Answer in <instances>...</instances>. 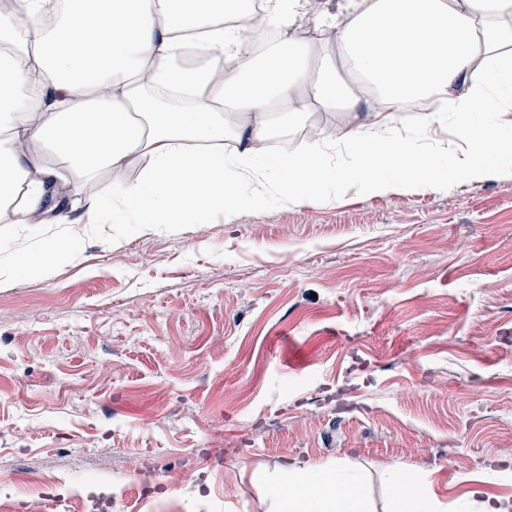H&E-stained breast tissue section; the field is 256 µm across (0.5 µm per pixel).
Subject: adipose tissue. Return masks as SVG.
Segmentation results:
<instances>
[{
    "label": "adipose tissue",
    "instance_id": "adipose-tissue-1",
    "mask_svg": "<svg viewBox=\"0 0 512 512\" xmlns=\"http://www.w3.org/2000/svg\"><path fill=\"white\" fill-rule=\"evenodd\" d=\"M14 0L0 12V223L61 224L66 176L140 232L215 214L448 189L512 175V0ZM349 63L374 97L338 74ZM423 101L411 130L392 113ZM359 108L347 131L266 151L273 117L300 121ZM448 128L434 141L431 131ZM237 147L224 152L226 131ZM135 179H128L129 171ZM71 238L32 249L0 243V285L47 275ZM395 512H512L396 466ZM283 512H369L364 477L343 462L288 465L269 482Z\"/></svg>",
    "mask_w": 512,
    "mask_h": 512
}]
</instances>
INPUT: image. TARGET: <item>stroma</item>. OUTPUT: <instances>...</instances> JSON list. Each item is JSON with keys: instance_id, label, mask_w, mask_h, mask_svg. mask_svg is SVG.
<instances>
[{"instance_id": "obj_1", "label": "stroma", "mask_w": 512, "mask_h": 512, "mask_svg": "<svg viewBox=\"0 0 512 512\" xmlns=\"http://www.w3.org/2000/svg\"><path fill=\"white\" fill-rule=\"evenodd\" d=\"M1 224L74 258L0 288V481L98 480L115 512H275L269 475L340 459L480 491L512 456V177L352 192L139 233Z\"/></svg>"}]
</instances>
